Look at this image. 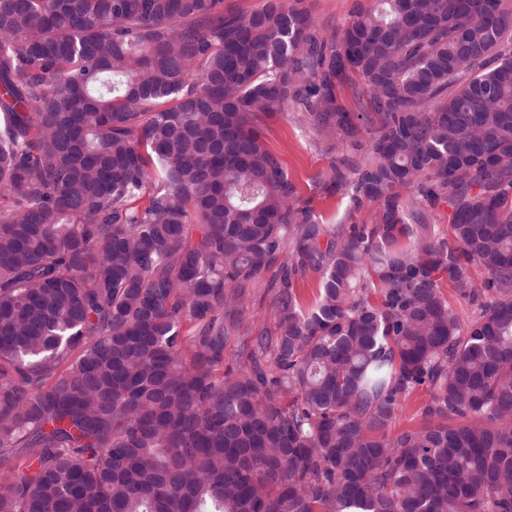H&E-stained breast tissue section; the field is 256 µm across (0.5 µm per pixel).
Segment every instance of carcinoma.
Masks as SVG:
<instances>
[{"label":"carcinoma","mask_w":512,"mask_h":512,"mask_svg":"<svg viewBox=\"0 0 512 512\" xmlns=\"http://www.w3.org/2000/svg\"><path fill=\"white\" fill-rule=\"evenodd\" d=\"M302 2L0 0V512H512V0ZM314 14L316 23L326 38L337 35L346 22L358 0H303ZM299 119L300 114L290 106L288 111L270 120L264 129L266 145L280 158L302 198H310L311 206L328 223L344 224L352 208L348 198L339 193L315 195L311 187L315 179L329 170L331 161L346 152V147L336 146V151H326L321 143H315L316 139L302 127ZM297 293L303 304L311 306L319 292V276L317 273L308 271L296 282ZM272 293H267L266 288L255 289L249 296L248 309L242 315L241 324L236 336L237 340H231L225 349L226 362L234 359L244 336H255L259 329L274 331L278 321V315L272 305ZM427 400V395L424 390H418L407 401L405 413L392 425L389 430L390 435H396L401 431L409 429L414 426H420L421 419L416 415V411Z\"/></svg>","instance_id":"1"}]
</instances>
